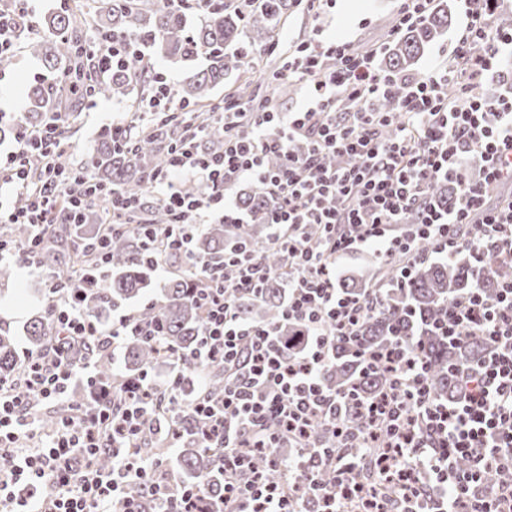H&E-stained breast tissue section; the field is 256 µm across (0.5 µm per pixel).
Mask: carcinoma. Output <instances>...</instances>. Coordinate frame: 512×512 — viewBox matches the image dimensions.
Masks as SVG:
<instances>
[{
    "label": "carcinoma",
    "mask_w": 512,
    "mask_h": 512,
    "mask_svg": "<svg viewBox=\"0 0 512 512\" xmlns=\"http://www.w3.org/2000/svg\"><path fill=\"white\" fill-rule=\"evenodd\" d=\"M293 6L292 0H262L251 13L248 25L258 34L272 30ZM199 15L201 24L193 31L186 27V10ZM451 18L448 9L435 7L426 20L414 25L395 40L386 58L384 69L406 75L426 48L443 40L448 34ZM41 34L30 35L29 21L17 20L16 34L23 48L40 59L42 79L28 92L25 112L15 123H4L3 132L19 134L22 130L42 129L51 114H56L58 132L64 135L81 118L83 108L91 100L86 88L95 89V97L122 100L129 97L132 88L150 92V85L141 77L144 68L153 66V58L160 56L167 61L185 66L184 75L176 96L198 108L211 105L212 91L224 83V75L248 66L245 57L230 53L228 49L243 33L240 17L229 10L224 0H206L203 7L174 6L171 0H95L86 14H81L65 2L51 14L36 21ZM109 32L138 42L142 54L129 60L124 70L100 75L89 67L86 53L90 52L101 34ZM200 57L207 59L205 67H194ZM181 132L177 121L159 124L130 135L125 142L112 141V131L103 129L98 146L84 167L66 166L65 175L70 180L89 173L99 187L119 188L126 196L145 202L148 192V174L165 165L169 152L178 146ZM430 195L433 202L448 207L456 196V187L447 181L433 185ZM239 205L255 217L263 215L271 202L252 192L238 197ZM112 207L111 199L102 195L88 200L83 207V223L55 224L51 228L50 243L39 258V266L60 273L72 266L91 267L94 257L89 245L97 242L102 234V221ZM146 219L154 224L168 222L167 213L159 206H144L134 219ZM140 225L127 224L109 239L107 275L87 292L81 309L89 318L101 321L112 308L122 303L136 301L148 293L156 266L142 259ZM247 243L265 265L282 266V258L264 224H211L195 237V254L207 260H221L224 254ZM393 273H382L376 268L370 277L348 276L340 287L351 296H364L372 285ZM512 279V262L495 260L486 272L478 270L466 252L447 262L422 265L410 286H390L380 292V308L365 319L354 341L344 337L336 340L332 364L325 373L328 387L338 394H349L354 399L367 402L375 398L388 383V375L380 368L371 371L359 357L362 351L382 350L400 338L407 339L420 352L428 364L429 385L433 394L448 400L455 395L451 370L456 365L473 362L485 357L489 344L480 337L462 343L450 344L434 336L428 323L437 318L456 298L479 288L492 295L497 284ZM194 282L185 272L157 285L152 300L138 310V322H161L166 343L175 354L185 355L193 350L201 338L203 319L193 300ZM239 318L245 322H264L279 327L285 339L302 335L303 328L283 319V288L279 279L271 278L261 288V297L255 301L240 300L236 303ZM27 341L35 354L51 348L58 330L52 316V304H47L41 315L30 321ZM126 373L149 370L161 358L159 349L127 331L124 337ZM89 359L95 366L99 379L113 377L111 359L91 348ZM23 363L8 333L0 332V378H11ZM206 391L219 399L224 394V367L215 365L210 370L206 385L198 381L196 370L181 377V394L193 401ZM189 418L181 421L185 431L179 440L178 465L182 478L187 481L207 480L210 496L218 498L223 493L222 477L214 467L215 456L198 447L196 438L188 433Z\"/></svg>",
    "instance_id": "cac0c4a2"
}]
</instances>
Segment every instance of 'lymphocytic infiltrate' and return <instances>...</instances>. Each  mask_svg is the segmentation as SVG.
Instances as JSON below:
<instances>
[{
    "label": "lymphocytic infiltrate",
    "instance_id": "lymphocytic-infiltrate-1",
    "mask_svg": "<svg viewBox=\"0 0 512 512\" xmlns=\"http://www.w3.org/2000/svg\"><path fill=\"white\" fill-rule=\"evenodd\" d=\"M465 23L451 53L464 59L458 79L447 63L422 77L402 80L380 70L376 50L356 51L327 38L289 49L283 69L305 88L304 104L291 112L257 111L228 94L200 112L174 101L163 73L153 78L145 113L166 112L181 119L186 141L154 170L150 187L169 216L162 229L143 227V246L155 265L179 250L198 282L194 299L203 313L202 341L190 362L200 374L224 367V397L199 395L188 406L178 397L179 375L158 381L149 372L127 380L113 399L93 398L62 419L56 434L36 443V405L65 400L76 384H93L89 363H76L63 350L27 358L15 378L0 381V506L7 512H142L126 495L139 484L154 512H344L359 500L362 512H512V280L495 297L475 289L458 298L433 329L451 342L471 336L489 341L481 361L456 367L455 396L436 397L427 365L410 343L365 352L371 366L385 365L391 381L363 408L360 424L342 433L344 448L319 446L315 425L336 426L346 396L332 392L324 374L338 337L352 336L379 301L353 298L339 286V267L354 255L373 252L394 265L396 282L414 280L427 257L442 260L468 251L488 267L491 255L512 258V199L497 197L512 187V95L488 100L478 92L505 55H512V26L495 22L500 0H462ZM396 98L397 109L382 112L374 102ZM222 126L224 149L204 151L214 126ZM60 138L54 124L21 132L0 166V194L26 193L19 207L0 201V224H25L24 243L0 239V252L36 269L51 224L80 221L91 180L65 179L54 158ZM340 157V165L327 157ZM479 162L470 174L467 159ZM454 182L458 198L440 208L430 199L438 181ZM211 184L206 200L189 185ZM250 182L273 200L264 222L281 251L288 280L283 316L305 330L301 346L284 343L273 324L246 323L234 312V298L257 299L271 277L247 248L225 255L221 264L195 256L192 241L209 224H242L245 215L228 191ZM323 235L311 241L309 226ZM429 253H421L420 242ZM83 274L51 279L53 315L63 335L111 347L120 343L134 313L102 328L81 310ZM172 416L191 413L200 447L214 452L224 474V494L205 498L204 483L163 480L161 459L132 456L156 432L158 398ZM296 448L294 456L282 447ZM112 466L100 468L101 449ZM263 448L284 480L269 482L250 451ZM377 451V481L391 483V496L363 488L358 475L370 451ZM467 469H457L458 459ZM499 475L485 490L488 470ZM51 482L48 500L17 496L19 486Z\"/></svg>",
    "mask_w": 512,
    "mask_h": 512
}]
</instances>
